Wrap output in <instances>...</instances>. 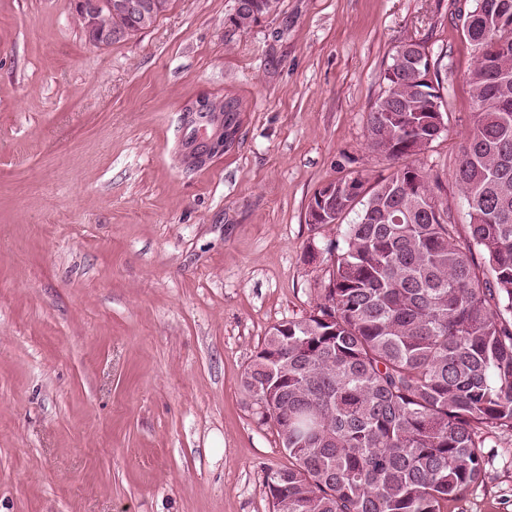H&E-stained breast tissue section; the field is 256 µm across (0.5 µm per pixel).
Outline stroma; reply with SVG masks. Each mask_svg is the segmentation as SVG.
I'll return each mask as SVG.
<instances>
[{
  "label": "stroma",
  "mask_w": 512,
  "mask_h": 512,
  "mask_svg": "<svg viewBox=\"0 0 512 512\" xmlns=\"http://www.w3.org/2000/svg\"><path fill=\"white\" fill-rule=\"evenodd\" d=\"M462 0H172L147 29L89 44L67 0H0V512H272L290 464L242 376L268 329L308 316L328 277L315 192L398 161L367 145L396 49L435 62L446 130L413 164L455 182L475 120ZM239 101L202 170L181 109ZM452 512H512V430ZM277 7L278 0H237L235 12L229 20L236 29L248 30L260 17L276 12ZM231 137V131H228L224 137V129L217 126L208 136V146L203 155L196 154L191 149H180L178 150L180 163L186 169L196 170L206 167L216 156L224 153V138L228 142Z\"/></svg>",
  "instance_id": "35a3bbf8"
}]
</instances>
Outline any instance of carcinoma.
<instances>
[{"mask_svg": "<svg viewBox=\"0 0 512 512\" xmlns=\"http://www.w3.org/2000/svg\"><path fill=\"white\" fill-rule=\"evenodd\" d=\"M101 2L89 18L73 13L97 47L146 29L172 0H145L139 13ZM237 3L239 30L278 7ZM461 19L475 122L454 180L469 245L457 243L440 186L412 165L361 200L315 193L312 226L340 233L324 248L327 285L308 316L269 329L242 379L292 459L266 473L273 512H450L482 480L485 429H512V318L502 314L512 315V40L502 41L512 0H474ZM417 66L428 72L429 57L395 52L368 114V146L390 159L423 153L443 117L438 87L417 98ZM492 68L509 80L494 82ZM410 176L415 189L400 193Z\"/></svg>", "mask_w": 512, "mask_h": 512, "instance_id": "carcinoma-1", "label": "carcinoma"}]
</instances>
